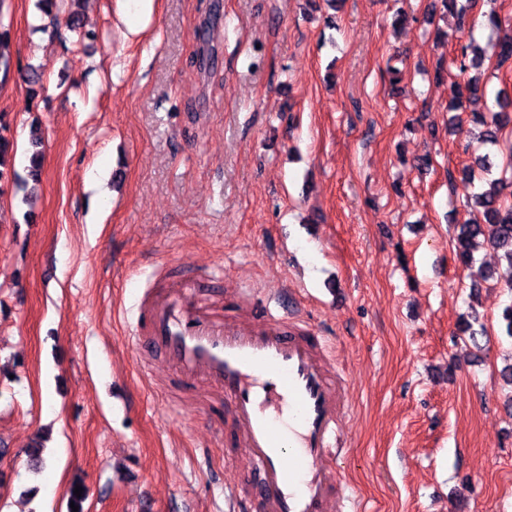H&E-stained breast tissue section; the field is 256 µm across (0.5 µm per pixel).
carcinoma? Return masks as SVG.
Wrapping results in <instances>:
<instances>
[{
	"mask_svg": "<svg viewBox=\"0 0 512 512\" xmlns=\"http://www.w3.org/2000/svg\"><path fill=\"white\" fill-rule=\"evenodd\" d=\"M512 66V32L505 34L498 42L497 67ZM448 67L455 68L467 80L450 86L452 109L463 107V100H476L484 95L481 83L484 72V55L478 46L469 42L459 45L448 59ZM497 110L486 115L472 113L479 125L478 139L489 145H496L500 130L512 123V95L499 90L495 94ZM14 145L0 130V183L7 175L15 174L13 164ZM493 165L489 156L475 158L474 165L462 171L461 182L467 192V200L482 213L480 222L459 224L456 227V256L461 265L471 271L475 268V252L479 245L488 243L503 261L500 269L478 268L483 281L498 280L512 289V204L503 200L504 191L512 188V162L504 167L500 176H493Z\"/></svg>",
	"mask_w": 512,
	"mask_h": 512,
	"instance_id": "1",
	"label": "carcinoma"
}]
</instances>
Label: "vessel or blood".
I'll return each instance as SVG.
<instances>
[{
  "mask_svg": "<svg viewBox=\"0 0 512 512\" xmlns=\"http://www.w3.org/2000/svg\"><path fill=\"white\" fill-rule=\"evenodd\" d=\"M216 277L171 276L144 291L133 353L218 390L227 455L249 463L228 487L242 512H369L328 466L350 449L348 373L329 362L310 323L257 294L239 293L232 314L207 302L205 282Z\"/></svg>",
  "mask_w": 512,
  "mask_h": 512,
  "instance_id": "vessel-or-blood-1",
  "label": "vessel or blood"
}]
</instances>
